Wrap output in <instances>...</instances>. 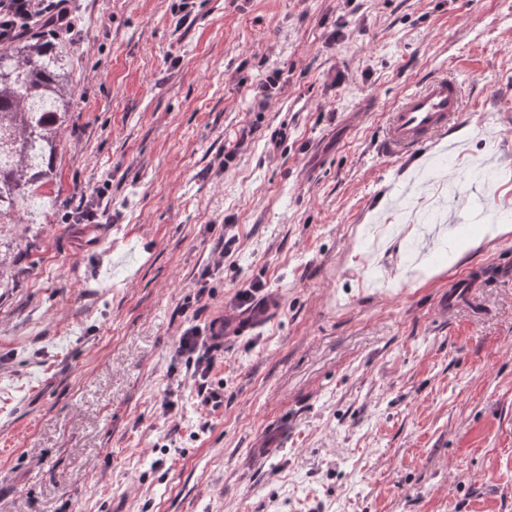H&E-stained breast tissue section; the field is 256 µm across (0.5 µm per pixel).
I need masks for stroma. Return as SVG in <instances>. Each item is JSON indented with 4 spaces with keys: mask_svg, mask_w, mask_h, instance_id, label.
Returning <instances> with one entry per match:
<instances>
[{
    "mask_svg": "<svg viewBox=\"0 0 512 512\" xmlns=\"http://www.w3.org/2000/svg\"><path fill=\"white\" fill-rule=\"evenodd\" d=\"M71 6L57 177L0 224V512H512V0ZM436 75L461 121L383 152ZM251 285L212 412L175 339Z\"/></svg>",
    "mask_w": 512,
    "mask_h": 512,
    "instance_id": "obj_1",
    "label": "stroma"
}]
</instances>
